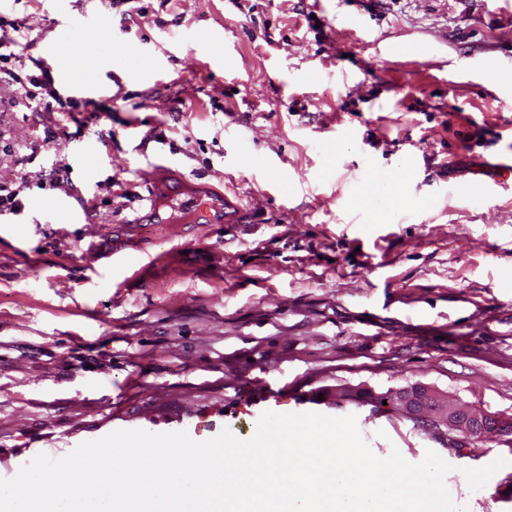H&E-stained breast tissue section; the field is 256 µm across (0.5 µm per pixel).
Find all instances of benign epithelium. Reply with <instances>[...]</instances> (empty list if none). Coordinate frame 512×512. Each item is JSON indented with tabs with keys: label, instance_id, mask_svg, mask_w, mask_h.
<instances>
[{
	"label": "benign epithelium",
	"instance_id": "7a95c632",
	"mask_svg": "<svg viewBox=\"0 0 512 512\" xmlns=\"http://www.w3.org/2000/svg\"><path fill=\"white\" fill-rule=\"evenodd\" d=\"M387 407L415 427L446 440L454 448H468L478 439L509 433L512 420L487 413L448 397L425 385L414 384L384 394Z\"/></svg>",
	"mask_w": 512,
	"mask_h": 512
}]
</instances>
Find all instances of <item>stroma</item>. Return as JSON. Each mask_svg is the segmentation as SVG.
<instances>
[{"label":"stroma","instance_id":"35a3bbf8","mask_svg":"<svg viewBox=\"0 0 512 512\" xmlns=\"http://www.w3.org/2000/svg\"><path fill=\"white\" fill-rule=\"evenodd\" d=\"M0 16L24 24L57 91L12 107L0 86V184L27 178L23 212L0 214L1 455L26 466L30 449L92 438L114 408L143 429L218 408L244 429L250 391L283 382L292 413L312 392L422 383L512 417V196H436L512 148V111L492 93L512 69L492 82L457 69L512 59V0H11ZM90 16L76 47L45 60ZM118 50L138 53L139 73L117 66ZM92 58L114 96L70 116ZM88 140L103 163L85 171L71 149ZM407 153L416 167L400 165ZM160 155L192 182L229 186L251 224L208 226L170 265L89 285L88 243L161 237L157 224L115 231L147 193L145 157ZM54 163L71 167L65 190L45 176ZM367 165L385 197L357 195L349 175ZM63 193L92 200L90 221L37 223ZM353 207L365 221L350 223ZM394 209L411 221L384 222ZM319 410L355 415L376 456L436 452L467 512H512L501 437L461 455L391 411Z\"/></svg>","mask_w":512,"mask_h":512}]
</instances>
